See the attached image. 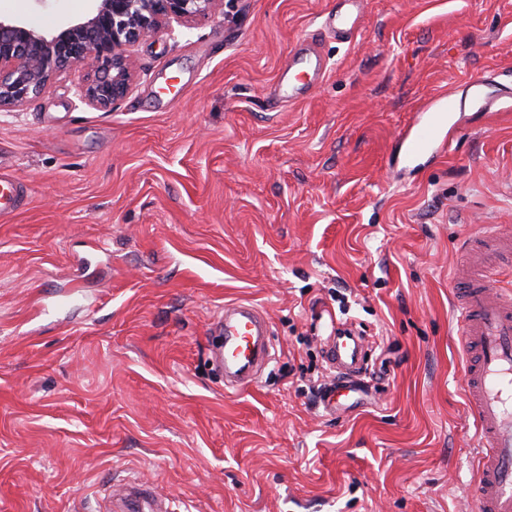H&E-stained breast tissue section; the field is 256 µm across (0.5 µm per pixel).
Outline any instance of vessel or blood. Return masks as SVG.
<instances>
[{
    "mask_svg": "<svg viewBox=\"0 0 512 512\" xmlns=\"http://www.w3.org/2000/svg\"><path fill=\"white\" fill-rule=\"evenodd\" d=\"M364 0H345L344 10L327 13L324 30L339 41L352 38L363 25ZM285 72L311 71L324 75L321 51L313 38L302 39L286 60ZM446 112H435L429 119L413 123L402 143L408 161L427 152L445 148L442 127ZM21 201L19 180L0 169V218L12 216ZM475 249H494L500 259L512 257V238L499 232L479 235L471 243ZM493 267L480 269L473 277L456 281L454 299L458 311L459 335L467 352L466 394L470 412L478 427L481 453L478 478L472 491L477 512H512V292L492 291ZM215 334L224 346L225 385L238 388L251 383L270 361L273 347L269 321L264 312L249 301H235L213 322ZM327 361L336 377L323 389L327 411L347 408L359 392L364 345L349 336H332L327 342ZM98 512H169L148 484L133 479L121 490L116 508Z\"/></svg>",
    "mask_w": 512,
    "mask_h": 512,
    "instance_id": "obj_1",
    "label": "vessel or blood"
}]
</instances>
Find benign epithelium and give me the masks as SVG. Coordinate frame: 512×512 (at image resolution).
I'll return each instance as SVG.
<instances>
[{"label": "benign epithelium", "instance_id": "benign-epithelium-1", "mask_svg": "<svg viewBox=\"0 0 512 512\" xmlns=\"http://www.w3.org/2000/svg\"><path fill=\"white\" fill-rule=\"evenodd\" d=\"M76 23L43 32L0 17V109L40 96L73 66L87 73L74 88L84 104L106 111L125 97L134 79L132 52L146 36L174 22L209 16L220 0H92Z\"/></svg>", "mask_w": 512, "mask_h": 512}]
</instances>
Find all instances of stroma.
Listing matches in <instances>:
<instances>
[{
    "label": "stroma",
    "instance_id": "35a3bbf8",
    "mask_svg": "<svg viewBox=\"0 0 512 512\" xmlns=\"http://www.w3.org/2000/svg\"><path fill=\"white\" fill-rule=\"evenodd\" d=\"M90 0H0L45 32ZM336 0H223L134 49L105 112L70 70L0 111L26 201L0 219V512H94L138 478L174 512H474L480 450L451 282L512 232V0H366L328 71H279ZM443 156L402 159L440 93ZM495 110L478 111L476 95ZM248 300L273 358L237 391L211 322ZM375 375L332 415L306 394L332 322ZM468 251L475 249H495L499 251V264L505 259H511L512 238L509 234L507 238L500 236L498 231L487 232L479 235L472 243L465 248Z\"/></svg>",
    "mask_w": 512,
    "mask_h": 512
}]
</instances>
